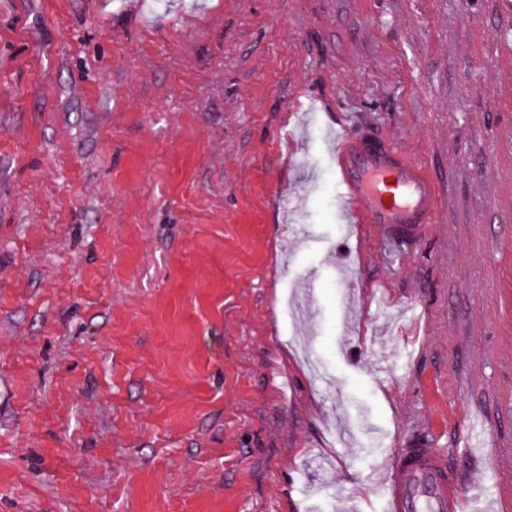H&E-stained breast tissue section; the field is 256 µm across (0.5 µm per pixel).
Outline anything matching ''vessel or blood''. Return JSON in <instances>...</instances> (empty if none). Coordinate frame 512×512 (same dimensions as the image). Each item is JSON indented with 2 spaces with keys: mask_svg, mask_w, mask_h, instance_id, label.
<instances>
[{
  "mask_svg": "<svg viewBox=\"0 0 512 512\" xmlns=\"http://www.w3.org/2000/svg\"><path fill=\"white\" fill-rule=\"evenodd\" d=\"M344 217L412 243L436 223L445 187L393 139L340 126L331 145ZM383 512H467L463 477L425 437L405 440L385 468Z\"/></svg>",
  "mask_w": 512,
  "mask_h": 512,
  "instance_id": "1",
  "label": "vessel or blood"
}]
</instances>
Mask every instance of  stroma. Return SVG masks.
<instances>
[{
    "instance_id": "obj_1",
    "label": "stroma",
    "mask_w": 512,
    "mask_h": 512,
    "mask_svg": "<svg viewBox=\"0 0 512 512\" xmlns=\"http://www.w3.org/2000/svg\"><path fill=\"white\" fill-rule=\"evenodd\" d=\"M343 119L421 241L340 219ZM414 436L512 512L497 0H0V512H382ZM331 149L342 212L351 224H377L385 237L407 243L436 224L445 186L392 138L341 125Z\"/></svg>"
}]
</instances>
